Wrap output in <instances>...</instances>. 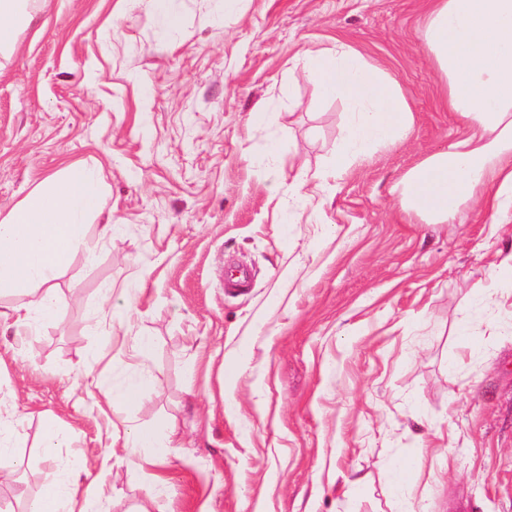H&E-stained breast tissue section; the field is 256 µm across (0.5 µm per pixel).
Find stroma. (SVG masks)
<instances>
[{
	"mask_svg": "<svg viewBox=\"0 0 512 512\" xmlns=\"http://www.w3.org/2000/svg\"><path fill=\"white\" fill-rule=\"evenodd\" d=\"M172 5L175 32L148 0H38L0 70V210L60 161H96L120 226L59 278L58 318L0 328V414L31 454L0 504L76 457L90 512H512V303L490 297L512 289V209L429 224L390 192L463 132L425 0ZM340 42L396 79L413 127L337 179L353 107L294 67ZM302 181L321 207L291 194ZM238 262L250 284L225 293ZM91 375L137 383L138 404L110 407ZM46 412L70 440L48 463ZM129 425L155 446L128 453ZM411 463L410 491L394 476Z\"/></svg>",
	"mask_w": 512,
	"mask_h": 512,
	"instance_id": "obj_1",
	"label": "stroma"
}]
</instances>
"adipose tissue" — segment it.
<instances>
[{"label": "adipose tissue", "instance_id": "obj_1", "mask_svg": "<svg viewBox=\"0 0 512 512\" xmlns=\"http://www.w3.org/2000/svg\"><path fill=\"white\" fill-rule=\"evenodd\" d=\"M33 13L34 0H0L1 59L14 53ZM423 35L445 78L443 105L465 133L402 177L400 207L434 224L453 220L469 201L501 211L512 203V0H429ZM301 71L326 95L356 109L336 152L335 173L349 169L368 147L409 135L412 110L397 81L353 50L306 55ZM106 191L97 167L63 162L0 210V328L30 330L59 315V278L77 255L92 258L112 233ZM24 445L18 424L0 420V483L17 475ZM79 472V461H72L26 512H88L90 493L81 489Z\"/></svg>", "mask_w": 512, "mask_h": 512}]
</instances>
